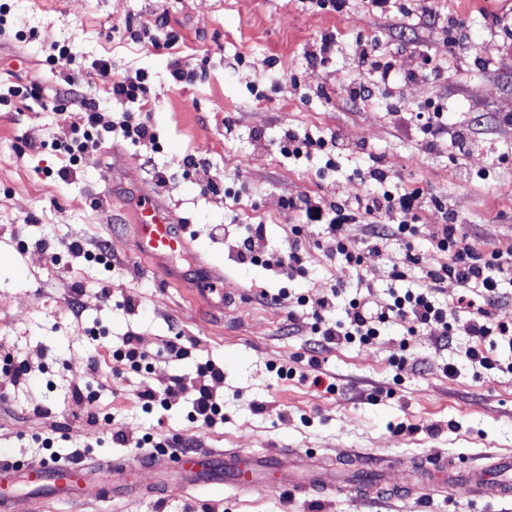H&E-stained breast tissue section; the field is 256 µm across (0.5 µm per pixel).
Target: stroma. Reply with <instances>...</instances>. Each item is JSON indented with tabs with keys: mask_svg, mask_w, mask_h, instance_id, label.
<instances>
[{
	"mask_svg": "<svg viewBox=\"0 0 512 512\" xmlns=\"http://www.w3.org/2000/svg\"><path fill=\"white\" fill-rule=\"evenodd\" d=\"M7 3L0 34V355L11 354L28 374L16 385L0 372V457L31 469L53 456L69 458L76 448L86 461L132 460L133 441L149 434L177 437L196 450L293 449L335 460L358 452L389 455L400 465L385 481L398 486L409 461L512 456V373L506 370L512 345L496 338L491 355L502 369L479 373L467 356L475 340L469 313L456 306L463 290L455 282L435 295L453 310L449 347H441L437 331L413 335L407 323L392 321L376 344L334 345L318 368L308 366L315 300L336 290L326 317L341 320L351 299L376 309L390 288L416 287L419 272L391 278L404 251L393 240L352 271L328 257L321 224L282 205L291 196L326 203L363 196L369 184L354 171L377 158L402 188L440 203L418 213L414 247L428 265L446 260L430 244L443 208L467 242L512 254V158L491 162L493 150L512 149V125L497 122L512 114V39L494 28L495 19L512 18V0H427L428 9L456 19L454 44L421 13L383 15L366 0H346L340 10L309 0ZM159 16L168 17L182 43L166 49L131 39L130 29ZM329 33L336 37L335 57L310 67V53ZM56 45L68 48L77 71L109 56L125 70L148 73L140 104L113 100L90 77L82 91L105 118L131 111L150 124L157 149L109 136L70 165L55 145L67 124L56 98L62 75L48 60ZM365 45L395 69L418 71V78L365 102L348 99L343 81L364 77L358 53ZM238 56L245 62L236 68ZM175 57L189 80L170 78ZM33 83L39 99H24ZM394 97L408 112L444 99L449 123L467 122L478 148L465 155L428 152L414 122L392 116ZM309 130L343 140L335 167L320 155L306 161L281 155L277 143L285 132ZM191 154L206 158L226 192L204 191L201 175L185 165ZM154 166L166 173L165 184L152 178ZM155 194L188 225L194 252L208 255L223 276L226 302L195 299L191 260L175 258L181 278L168 282L153 259L136 252L134 208ZM216 224L227 226L228 237L211 236ZM241 224L265 225L273 252L300 242L304 273L287 277L239 264L232 234ZM74 238L89 251L109 240L110 266L70 255L64 245ZM284 288L305 296L307 305L291 311L259 303L261 290ZM75 293L83 307L78 319L70 307ZM292 316L301 326L294 333ZM176 331L183 355L160 356ZM129 335L147 357L137 370L113 357ZM209 361L224 369L223 423L207 427L190 418V386L172 407L143 408L141 391L195 377ZM281 364L293 367L294 376H279ZM115 428L127 444L113 443ZM131 478L141 495L116 501L56 504L32 499L24 487L11 495L16 512H512V502L472 499L460 484L419 502L367 503L330 486L295 497L271 485L233 497L215 488L154 493V474L144 468Z\"/></svg>",
	"mask_w": 512,
	"mask_h": 512,
	"instance_id": "35a3bbf8",
	"label": "stroma"
}]
</instances>
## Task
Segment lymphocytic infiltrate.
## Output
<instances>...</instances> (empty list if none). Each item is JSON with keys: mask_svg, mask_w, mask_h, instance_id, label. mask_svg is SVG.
Segmentation results:
<instances>
[{"mask_svg": "<svg viewBox=\"0 0 512 512\" xmlns=\"http://www.w3.org/2000/svg\"><path fill=\"white\" fill-rule=\"evenodd\" d=\"M361 59L368 68L369 82L362 85L349 81L352 97H371L374 90L393 83L412 79V72H397L392 63L380 61L371 52L365 51ZM94 76L107 86L113 99L122 103L136 104L147 95V75L141 71L119 70L111 58L103 57L92 65ZM80 109L74 113L69 128L63 131L59 141L66 150L70 162H78L88 151L96 149L104 136L120 132L124 139L145 146L157 143V135L151 125L134 121L131 113H122L119 120L105 121L94 99H80ZM415 120L431 148H438L440 137H447L448 145L458 154H466L473 146L469 128L465 125L449 128L445 106L434 100L425 109L417 111ZM280 152L293 160L309 158L311 154L322 153L332 157L342 152L343 144L337 137H323L313 133H284L279 141ZM362 175L372 186L365 196L344 204H328L329 217L326 221V248L329 254L351 268L358 269L367 252L379 251L384 241L394 239L405 242L406 249L401 268L392 269L393 279H401L406 268L414 267L420 272L417 287L391 291L388 301L380 310L370 312L359 300H351L346 322H321L316 326V338L310 349L307 363L316 368L319 356L330 346L340 343L371 345L380 335L383 324L392 320L410 323L412 330L424 331L430 328L439 333L442 344L452 340V325L448 311L440 307L434 295L441 284L456 282L464 290L460 303L471 310L469 331L478 344L469 351L471 361L482 369L492 371L498 363L490 358L481 344L492 336L512 337V323L497 321L489 324V309L504 298L505 285H512V254L478 250L457 234V227L451 222L450 214H443V225L431 245L448 256L447 263L432 267L425 263L421 253L410 247L409 242L417 232V211L423 206L422 194L398 187L388 171L380 163H373L363 170ZM365 221V237L362 244H355L347 234V227L357 221ZM241 260L262 264L267 269L279 272L303 271V253L300 244H292L287 252H269L265 244V227L261 224L243 225L238 240ZM224 380L223 367L213 363L205 364L198 372V387L190 416L202 425L212 427L223 422L224 413L217 400L216 388Z\"/></svg>", "mask_w": 512, "mask_h": 512, "instance_id": "f902f5d3", "label": "lymphocytic infiltrate"}]
</instances>
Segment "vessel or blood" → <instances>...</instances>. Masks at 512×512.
Instances as JSON below:
<instances>
[{
  "label": "vessel or blood",
  "instance_id": "b4317fda",
  "mask_svg": "<svg viewBox=\"0 0 512 512\" xmlns=\"http://www.w3.org/2000/svg\"><path fill=\"white\" fill-rule=\"evenodd\" d=\"M135 242L141 255L160 260L190 249V242L182 235L170 208L153 198L144 200L137 209ZM135 464L154 471L156 487L160 490L173 485L186 490L205 483L240 494L261 490L269 476L291 470L304 474V481L295 482L294 487L305 493L320 483L325 473L323 463L306 454L293 451L258 454L238 448L154 453L138 458ZM129 465L124 460L106 465L70 460L47 463L31 471L18 462L0 459V488L24 480L35 486L37 495L59 502L109 499L120 492L131 496L135 489L123 479ZM343 467L354 476L357 497L372 500L381 496L384 489L381 477L391 470L392 461L387 456L371 458L360 454L344 461ZM459 478L469 486L475 498L512 496L510 459L460 464L426 458L419 462L415 471L413 497L417 500L431 497Z\"/></svg>",
  "mask_w": 512,
  "mask_h": 512
}]
</instances>
